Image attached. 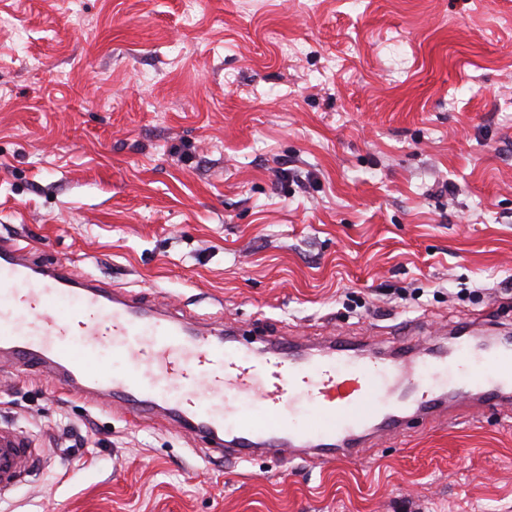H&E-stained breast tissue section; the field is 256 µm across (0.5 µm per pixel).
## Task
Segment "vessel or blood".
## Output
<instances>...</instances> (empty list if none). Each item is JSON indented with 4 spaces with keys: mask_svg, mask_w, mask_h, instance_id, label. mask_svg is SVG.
I'll return each instance as SVG.
<instances>
[{
    "mask_svg": "<svg viewBox=\"0 0 512 512\" xmlns=\"http://www.w3.org/2000/svg\"><path fill=\"white\" fill-rule=\"evenodd\" d=\"M1 356L49 372L61 387L163 411L207 439L211 453L241 461L271 456L321 468L362 458L415 419L463 404L512 408L511 337L486 343L465 330L449 343L414 336L380 347L352 336H269L244 348L236 328L37 262L14 240L0 242ZM297 400L305 417L285 422L284 406ZM42 462L28 435L0 427V498Z\"/></svg>",
    "mask_w": 512,
    "mask_h": 512,
    "instance_id": "vessel-or-blood-1",
    "label": "vessel or blood"
}]
</instances>
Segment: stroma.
Segmentation results:
<instances>
[{"label": "stroma", "mask_w": 512, "mask_h": 512, "mask_svg": "<svg viewBox=\"0 0 512 512\" xmlns=\"http://www.w3.org/2000/svg\"><path fill=\"white\" fill-rule=\"evenodd\" d=\"M0 238L246 336L512 332V0H0ZM0 512H512V412L234 463L0 364ZM28 435L10 427H0V499L22 483L43 464L39 448H32Z\"/></svg>", "instance_id": "stroma-1"}]
</instances>
